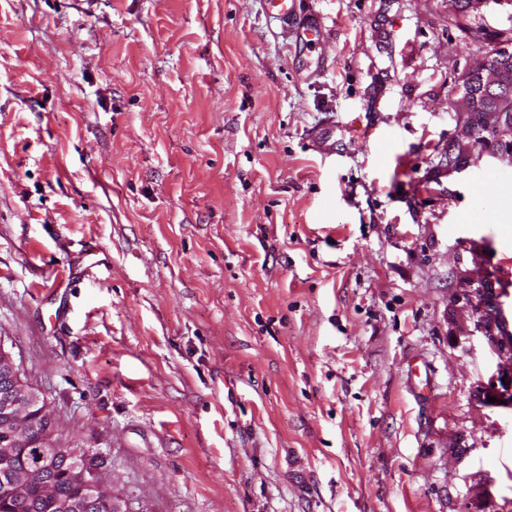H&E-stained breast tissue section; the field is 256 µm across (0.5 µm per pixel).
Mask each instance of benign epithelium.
Wrapping results in <instances>:
<instances>
[{
    "instance_id": "1",
    "label": "benign epithelium",
    "mask_w": 512,
    "mask_h": 512,
    "mask_svg": "<svg viewBox=\"0 0 512 512\" xmlns=\"http://www.w3.org/2000/svg\"><path fill=\"white\" fill-rule=\"evenodd\" d=\"M475 78L479 79L480 91L490 100V107L484 112V123L487 131L494 135L497 146L492 150L484 147L475 141L467 128L461 131L468 140V144L462 146V153L479 157L487 155L511 164L512 59L504 58L493 67L485 63L477 65L466 71L461 81L471 83ZM467 301L478 317L491 351L499 359L511 363L506 370L498 369L497 379L505 389H494L493 397L496 404L512 407V336L496 334L500 304L486 283L469 290ZM38 406L40 398L22 381L11 354L0 346V502L9 505L24 498L30 504L32 490L36 489L37 496L50 502L54 512H90L105 502L106 485L102 477L90 476L75 465L71 476L87 493L64 496L58 492L55 474L59 466L72 461L79 452L61 454L59 442L54 440L55 432L48 428L38 442L27 437L28 430L35 427L42 416L35 412Z\"/></svg>"
}]
</instances>
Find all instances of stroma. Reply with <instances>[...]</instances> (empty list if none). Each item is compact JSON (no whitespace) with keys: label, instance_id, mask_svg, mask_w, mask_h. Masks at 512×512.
Listing matches in <instances>:
<instances>
[{"label":"stroma","instance_id":"35a3bbf8","mask_svg":"<svg viewBox=\"0 0 512 512\" xmlns=\"http://www.w3.org/2000/svg\"><path fill=\"white\" fill-rule=\"evenodd\" d=\"M304 2L321 72L269 0H0V347L123 512H512V178L445 164L512 0ZM466 299L473 313L478 317V323L484 330V337L491 351L500 360H505L510 365L506 371L499 365L497 380H500L507 389L499 390L490 386L494 391L492 397L496 398V402L489 403L512 407V336H498L495 332L498 329L497 324H500V304L492 288L486 283H479L476 288L469 290Z\"/></svg>","mask_w":512,"mask_h":512}]
</instances>
